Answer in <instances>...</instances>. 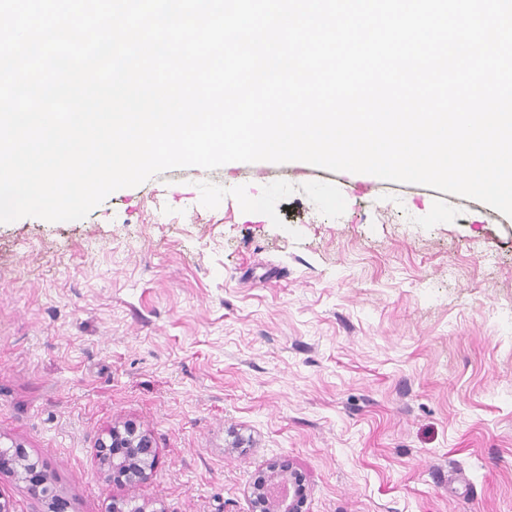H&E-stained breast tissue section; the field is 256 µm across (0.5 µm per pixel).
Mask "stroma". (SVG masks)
<instances>
[{"mask_svg":"<svg viewBox=\"0 0 512 512\" xmlns=\"http://www.w3.org/2000/svg\"><path fill=\"white\" fill-rule=\"evenodd\" d=\"M148 432L152 478L96 445ZM65 512H512V218L301 161L173 169L83 219L0 223V448ZM105 436L98 441L96 452L100 471L108 481L135 484L152 477L155 449L149 433L127 421L113 426ZM252 495L255 511L301 512L304 503L302 477L292 464L281 461L257 476Z\"/></svg>","mask_w":512,"mask_h":512,"instance_id":"stroma-1","label":"stroma"}]
</instances>
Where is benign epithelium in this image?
<instances>
[{
	"label": "benign epithelium",
	"mask_w": 512,
	"mask_h": 512,
	"mask_svg": "<svg viewBox=\"0 0 512 512\" xmlns=\"http://www.w3.org/2000/svg\"><path fill=\"white\" fill-rule=\"evenodd\" d=\"M96 452L100 471L110 482L135 484L152 477L150 463L155 461L152 437L133 421L107 431L98 441ZM0 468L24 480L34 499L43 501L47 498L45 476L40 474L38 464L29 461L22 451L0 457ZM252 495L257 512H301L304 503L302 477L292 464L281 461L257 476Z\"/></svg>",
	"instance_id": "obj_1"
}]
</instances>
